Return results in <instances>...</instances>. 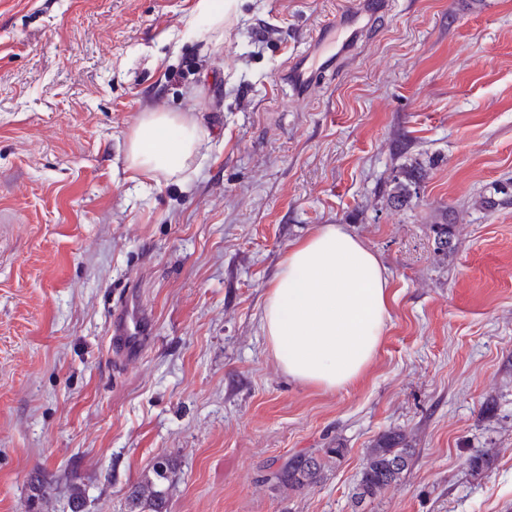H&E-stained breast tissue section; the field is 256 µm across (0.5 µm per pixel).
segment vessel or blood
<instances>
[{
  "mask_svg": "<svg viewBox=\"0 0 512 512\" xmlns=\"http://www.w3.org/2000/svg\"><path fill=\"white\" fill-rule=\"evenodd\" d=\"M387 5V0H362L360 6L344 11L338 26L323 29L317 42L308 46L288 69V81L296 92L303 94L309 90L317 70L340 63L358 43L363 16L383 13ZM149 338V320L137 302L126 301L114 311L112 342L122 359L138 357Z\"/></svg>",
  "mask_w": 512,
  "mask_h": 512,
  "instance_id": "vessel-or-blood-1",
  "label": "vessel or blood"
}]
</instances>
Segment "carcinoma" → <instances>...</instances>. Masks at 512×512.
<instances>
[{
  "label": "carcinoma",
  "instance_id": "cac0c4a2",
  "mask_svg": "<svg viewBox=\"0 0 512 512\" xmlns=\"http://www.w3.org/2000/svg\"><path fill=\"white\" fill-rule=\"evenodd\" d=\"M424 177L421 167L404 168L395 175L390 202L402 208L418 197L414 186ZM436 249L443 253L455 250L453 224L445 220L433 227ZM345 449L325 448L323 455L314 452L292 455L273 473V478L292 490L310 487L321 479L323 457L344 456ZM413 448L401 432H388L367 449L364 455L356 499L371 498L403 479L412 466ZM170 463L161 458L152 467V475L145 477L127 491L128 512H168V497L163 484L168 479Z\"/></svg>",
  "mask_w": 512,
  "mask_h": 512
}]
</instances>
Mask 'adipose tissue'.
I'll return each mask as SVG.
<instances>
[{
    "label": "adipose tissue",
    "mask_w": 512,
    "mask_h": 512,
    "mask_svg": "<svg viewBox=\"0 0 512 512\" xmlns=\"http://www.w3.org/2000/svg\"><path fill=\"white\" fill-rule=\"evenodd\" d=\"M207 132L187 112L142 113L127 137L136 173L178 175ZM391 278L379 256L344 225L294 242L266 294L261 328L282 371L300 384L339 390L375 357L389 318Z\"/></svg>",
    "instance_id": "1"
}]
</instances>
